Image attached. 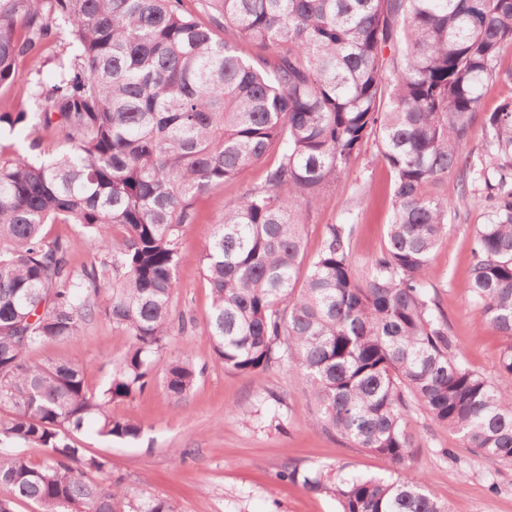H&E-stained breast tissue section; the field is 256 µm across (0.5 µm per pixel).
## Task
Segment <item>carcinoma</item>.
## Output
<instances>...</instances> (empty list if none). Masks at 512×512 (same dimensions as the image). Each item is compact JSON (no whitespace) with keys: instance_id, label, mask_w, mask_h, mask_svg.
Returning a JSON list of instances; mask_svg holds the SVG:
<instances>
[{"instance_id":"cac0c4a2","label":"carcinoma","mask_w":512,"mask_h":512,"mask_svg":"<svg viewBox=\"0 0 512 512\" xmlns=\"http://www.w3.org/2000/svg\"><path fill=\"white\" fill-rule=\"evenodd\" d=\"M0 0V86L18 62L40 63L52 31L75 53L55 79L30 82L37 112L0 109V133L52 131L67 149L0 160V512H174L134 506L112 465L74 439H135L141 425L112 402L151 384L173 311L180 244L196 200L276 158L260 185L213 224L199 262L206 315L224 369L257 374L288 363L314 390L313 423L381 457L392 475L290 466L280 478L332 495L338 512H448L406 462L417 408L486 459L512 464V392L464 361L424 278L448 234L437 188L473 134L483 85L512 83L499 49L512 42V0ZM258 48L249 58L237 44ZM473 170L492 200L476 227L467 283L502 338L512 375V98L487 113ZM394 173V217L382 252L360 269L353 224H328L305 262L303 210L338 185L368 145ZM47 224H75L99 260L81 270ZM97 315L130 338L110 386L93 392L77 362L29 352L75 339ZM200 371L167 358L166 394L183 399ZM46 450L32 463L19 449ZM105 476L96 481L90 474Z\"/></svg>"}]
</instances>
